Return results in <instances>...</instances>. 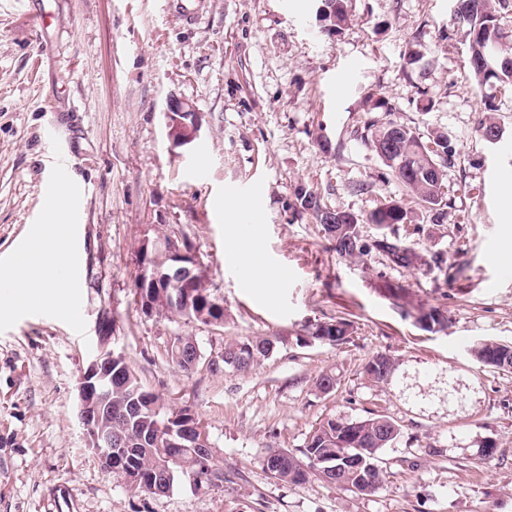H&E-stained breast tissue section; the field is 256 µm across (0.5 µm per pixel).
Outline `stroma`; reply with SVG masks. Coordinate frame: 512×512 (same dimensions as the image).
I'll list each match as a JSON object with an SVG mask.
<instances>
[{"label": "stroma", "instance_id": "stroma-1", "mask_svg": "<svg viewBox=\"0 0 512 512\" xmlns=\"http://www.w3.org/2000/svg\"><path fill=\"white\" fill-rule=\"evenodd\" d=\"M318 5L205 0L187 26L164 0H48L58 52L47 57L26 20L32 0H0V255L19 250L28 226L53 223L46 186L57 154L85 190L78 322L37 305L0 319V512H512V372L470 354L480 340L512 344V221L496 183L512 174V90H497L501 138L486 142L451 0H350L336 36L320 33ZM172 100L202 116L193 147L166 136ZM379 100L391 120L425 139L443 133L455 150L438 222L364 137ZM299 185L362 217L389 200L409 208L413 229L399 237L424 265L389 266L373 224L361 227L367 253L340 256L321 224L294 212ZM233 201L243 208L235 225ZM251 224L263 228L266 267L288 270L274 287L242 274L235 244ZM167 238L189 243L224 304L222 326L141 308L142 245ZM431 309L445 329L419 325ZM339 317L351 323L346 343L311 338ZM177 336L199 346L191 373L168 356ZM257 336L276 338L272 356L244 372L224 366L225 346ZM102 346L199 416L223 484L180 477L166 494L134 495L103 469L76 417L78 379ZM380 353L398 365L387 384L364 372ZM326 373L336 379L328 393L316 386ZM451 376L461 384L453 402ZM374 413L401 427L379 454L376 493L327 483L312 466L300 484L262 466L271 448L301 456L324 418ZM486 438L497 451L480 462Z\"/></svg>", "mask_w": 512, "mask_h": 512}]
</instances>
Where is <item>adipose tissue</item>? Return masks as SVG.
<instances>
[{
  "mask_svg": "<svg viewBox=\"0 0 512 512\" xmlns=\"http://www.w3.org/2000/svg\"><path fill=\"white\" fill-rule=\"evenodd\" d=\"M75 234V228L67 224L38 225L32 229L24 246L28 262L23 276H15L8 267L0 270V278L9 283L8 288L0 292V318L17 310L33 286L39 288L44 305L72 315L68 298L73 284L63 273L75 262Z\"/></svg>",
  "mask_w": 512,
  "mask_h": 512,
  "instance_id": "adipose-tissue-1",
  "label": "adipose tissue"
}]
</instances>
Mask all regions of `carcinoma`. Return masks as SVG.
I'll return each instance as SVG.
<instances>
[{
  "instance_id": "cac0c4a2",
  "label": "carcinoma",
  "mask_w": 512,
  "mask_h": 512,
  "mask_svg": "<svg viewBox=\"0 0 512 512\" xmlns=\"http://www.w3.org/2000/svg\"><path fill=\"white\" fill-rule=\"evenodd\" d=\"M458 12L466 17L463 23L451 19L453 30L468 43L474 83L480 90L498 86L512 88V50L507 48L508 38L503 31L490 0H454ZM326 34L337 35L350 21L349 0H333L332 12L324 17ZM371 142L392 132L397 133L396 152L383 159L387 168L417 198L427 211H438L449 206V199L440 190L443 170L453 162L455 149L448 138L436 135L425 142L416 132L394 121L372 118L367 126ZM298 207L307 210L305 197L313 203L310 214L319 224L336 219V211L329 209L321 197L303 186L294 190ZM411 217L407 209L395 201H388L374 209L366 218L356 219L357 226H346L344 234L330 236L336 252L343 257H357L367 251L368 245L359 238V225L383 224L391 229L388 239L396 237L395 224H408ZM350 324L344 319L319 324L312 338L338 345L349 335ZM276 347L270 338L246 339L224 348V365L246 371L268 358ZM473 357L483 365L501 371L512 369V345L493 341L479 342L471 350ZM397 370L396 362L386 354L373 356L365 365L366 374L376 383H387ZM132 410L128 419L112 417L114 428L129 439L131 447L115 455L112 466L122 470L136 482L135 490L154 494L164 491L174 477H164L166 471H176L197 485H215L224 482V472L210 469L206 459L194 456L191 448H168L166 432L159 425L175 410L158 394L147 391L137 376H131L126 385L112 391V409ZM399 434L398 424L382 414L364 418L328 417L318 423L305 446V454L316 470L332 483L362 494L376 492L382 486V471L377 464L378 453L390 446ZM269 453L284 455L278 468H265L272 477L285 483H301L307 472L288 451L275 449ZM180 456L176 465L171 457Z\"/></svg>"
}]
</instances>
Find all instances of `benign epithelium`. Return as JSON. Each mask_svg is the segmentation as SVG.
<instances>
[{"instance_id":"7a95c632","label":"benign epithelium","mask_w":512,"mask_h":512,"mask_svg":"<svg viewBox=\"0 0 512 512\" xmlns=\"http://www.w3.org/2000/svg\"><path fill=\"white\" fill-rule=\"evenodd\" d=\"M168 139L176 147L189 146L199 138L202 128L201 115L183 106L180 102H170L164 113ZM375 243L390 258L400 265L416 268L423 264V256L406 245H396L378 238ZM164 254L170 264L146 262L141 265L138 275L139 297L144 299V307L149 312H158L168 303L171 293L185 309L193 307L196 295L195 285L204 277L202 267L192 253L170 240L165 243ZM123 356L114 349L97 355L82 373L78 382L77 416L85 431L88 448L92 450L104 469L113 471L112 452L119 448L112 436V366L113 361ZM193 422L175 434L168 430L165 444L169 448H199L207 456H212L204 425L191 415Z\"/></svg>"}]
</instances>
